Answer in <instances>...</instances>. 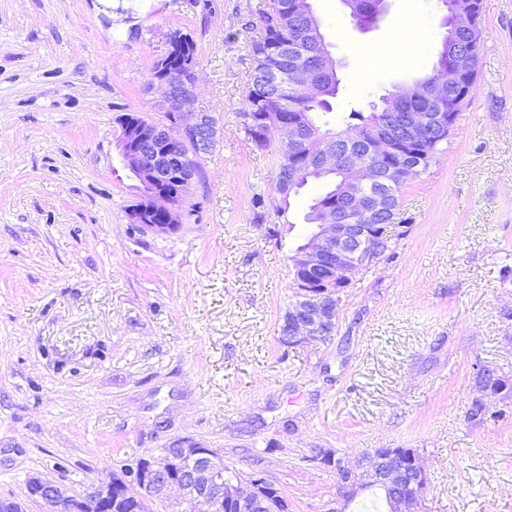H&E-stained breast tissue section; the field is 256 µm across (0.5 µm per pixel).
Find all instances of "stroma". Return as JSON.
Wrapping results in <instances>:
<instances>
[{"instance_id": "1", "label": "stroma", "mask_w": 512, "mask_h": 512, "mask_svg": "<svg viewBox=\"0 0 512 512\" xmlns=\"http://www.w3.org/2000/svg\"><path fill=\"white\" fill-rule=\"evenodd\" d=\"M269 0H0V499L28 476L68 493L190 439L263 473L289 512H328L333 469L370 448L419 452L418 512H512V0H483L474 90L450 144L403 190L393 258L342 292L334 336L286 345L288 257L316 186L274 211L271 152L248 140L249 44ZM341 79L322 119L430 73L437 0H387L369 29L342 0H313ZM178 31L196 44L194 108L224 137L202 162L190 214L165 234L130 210L119 117L164 121L149 82ZM268 206L257 221L252 204Z\"/></svg>"}]
</instances>
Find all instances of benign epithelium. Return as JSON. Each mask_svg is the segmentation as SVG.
<instances>
[{"label":"benign epithelium","instance_id":"7a95c632","mask_svg":"<svg viewBox=\"0 0 512 512\" xmlns=\"http://www.w3.org/2000/svg\"><path fill=\"white\" fill-rule=\"evenodd\" d=\"M476 10L475 0H452L442 22L465 36L458 48L455 69L448 72L441 68L430 80L403 87L401 93L440 107L467 94L465 82L477 63L473 51L479 45ZM295 17L298 39L294 63L306 76L302 84L304 95L315 98L321 86L307 77L308 62L313 52L325 51L324 36L313 8L302 0ZM160 85L165 87L161 92L164 104L175 108L176 129L143 118L125 122L120 137L123 163L144 191V199L132 209L131 216L152 233H168L177 226L183 201L169 191L168 185L177 182L190 192L199 175V161L215 148L221 135V128L210 114L195 111L193 79L184 75L167 77ZM451 129L442 112H415L396 125L389 138L367 143L366 155L372 161L361 165L354 155L342 151L347 135L319 140L317 155L321 164L333 166L341 159L350 169V205L320 212L312 236L290 256L292 266L313 273L326 269L339 289L347 287L355 274L377 266L404 228L402 224L372 223L390 207V196L382 188L403 182L422 164L415 151L403 155L404 162L397 167L386 166L381 160L397 145L407 149L432 132L449 133ZM276 130L285 152L307 136L305 125L295 120L279 123ZM340 305V293L310 284L302 286L296 303L288 309L282 342L292 345L329 339L336 330ZM485 373L491 374L493 369L487 365L478 369L476 384L484 393L495 389L484 382ZM498 381L500 385L495 390L499 394L512 386L507 379L500 377ZM314 460L336 470L338 507L328 512H345L349 502L372 487L385 491L391 512H416L426 490V473L413 448H373L364 454L357 470L331 448L319 449ZM226 471L221 450L184 439L139 459L125 474L80 494L67 495L58 484L39 475L29 477L27 490L30 498L51 504L54 512H115L125 500L134 501L139 512H149V503L155 500L169 501L168 512H192L199 502L206 503L209 512H223L230 507L235 512H288L286 499L261 473L245 478L237 473L229 479Z\"/></svg>","mask_w":512,"mask_h":512}]
</instances>
